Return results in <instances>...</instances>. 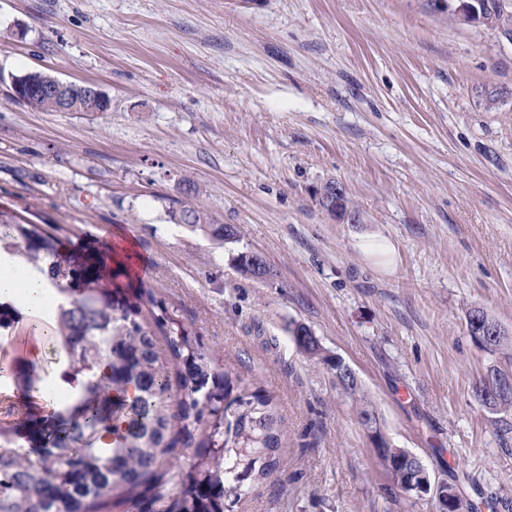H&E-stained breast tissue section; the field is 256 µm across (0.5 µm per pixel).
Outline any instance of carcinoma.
<instances>
[{
    "mask_svg": "<svg viewBox=\"0 0 512 512\" xmlns=\"http://www.w3.org/2000/svg\"><path fill=\"white\" fill-rule=\"evenodd\" d=\"M443 9L457 22L512 35V0H448ZM14 100L56 111L39 91ZM324 188L323 209L356 215L340 186ZM171 217L224 239L226 225L195 204ZM1 251L34 270L48 268L67 296L52 336L71 355L67 376L76 389L65 408L44 415L32 403L23 422L0 428V512H226L279 469L284 428L274 397L224 370L151 290L111 287L117 272L100 269L105 261L95 252L65 248L56 225L0 221ZM304 330H292L297 345L337 370L321 347L305 345ZM507 378L490 371L475 398L493 384L494 409H512V384L501 386ZM15 381L29 392L41 377L31 364ZM185 449L194 452L187 469ZM386 452L400 459L390 475L396 486L407 477V450L388 444Z\"/></svg>",
    "mask_w": 512,
    "mask_h": 512,
    "instance_id": "carcinoma-1",
    "label": "carcinoma"
}]
</instances>
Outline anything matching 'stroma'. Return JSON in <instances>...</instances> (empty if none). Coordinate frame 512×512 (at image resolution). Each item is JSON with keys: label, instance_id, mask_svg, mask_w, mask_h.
I'll use <instances>...</instances> for the list:
<instances>
[{"label": "stroma", "instance_id": "obj_1", "mask_svg": "<svg viewBox=\"0 0 512 512\" xmlns=\"http://www.w3.org/2000/svg\"><path fill=\"white\" fill-rule=\"evenodd\" d=\"M32 71L98 84L110 112L12 100ZM492 88L510 95L487 106ZM330 181L358 220L321 209ZM187 201L236 238L174 220ZM0 210L60 226L72 250L127 237L139 283L275 397L281 466L231 512H429L390 482L363 397L432 477L512 512V409L472 392L512 358L467 330L479 306L512 334V44L491 31L428 0H0ZM242 252L274 279L245 276ZM18 346L0 339V426L27 413ZM306 330V327L305 326H302V325H295V327L293 328L292 330V334L294 336V340L295 342L297 343V345L299 347H301L306 353L308 354H311V355H314V356H318L319 359H322V361L327 364L328 366H330V369L332 370H338V367L336 366V362H339L341 361L342 362V368H343V371L345 374H354V372L350 369V367L339 357H336V361H333L331 359H329L327 356H323L322 355V348L320 347V344L318 346H314L312 345H308L306 346L304 344V342L306 341L305 340V336L306 335H302L301 332L302 331H305Z\"/></svg>", "mask_w": 512, "mask_h": 512}]
</instances>
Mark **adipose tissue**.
<instances>
[{"label":"adipose tissue","instance_id":"obj_1","mask_svg":"<svg viewBox=\"0 0 512 512\" xmlns=\"http://www.w3.org/2000/svg\"><path fill=\"white\" fill-rule=\"evenodd\" d=\"M57 294L47 274L29 268L11 255L0 253V301H11L20 307L24 315L21 331L34 340L28 359L19 360V367H26L28 361L39 360V344L51 328L48 301Z\"/></svg>","mask_w":512,"mask_h":512}]
</instances>
